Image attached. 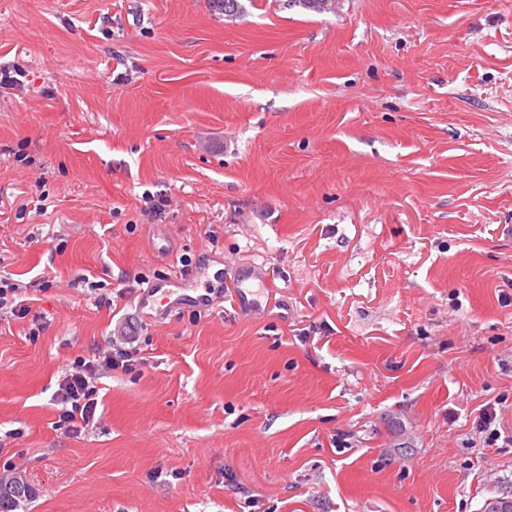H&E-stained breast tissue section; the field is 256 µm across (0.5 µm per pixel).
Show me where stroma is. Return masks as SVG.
Listing matches in <instances>:
<instances>
[{"label": "stroma", "mask_w": 512, "mask_h": 512, "mask_svg": "<svg viewBox=\"0 0 512 512\" xmlns=\"http://www.w3.org/2000/svg\"><path fill=\"white\" fill-rule=\"evenodd\" d=\"M240 3L0 0V272L32 299L0 315V474L24 512H483L512 497L472 427H512V0ZM184 258L220 302L137 313ZM124 318L136 366L57 428ZM136 351L121 350L112 355H105L103 359L91 365L82 364L76 366L75 371L66 375L60 384L61 402L65 405L70 403V409L65 407L58 415L56 421L59 429L65 428L71 432H80L86 428L94 419L97 401L93 398L95 386H91L96 379L97 367L110 370H128L135 362ZM27 481L21 473H12L6 476H0V512H15L20 501L28 500L33 496V489L28 485L22 488L20 492L11 493L17 487L26 485Z\"/></svg>", "instance_id": "obj_1"}]
</instances>
